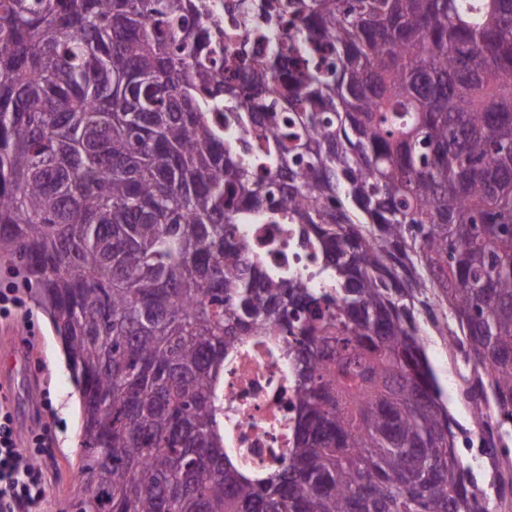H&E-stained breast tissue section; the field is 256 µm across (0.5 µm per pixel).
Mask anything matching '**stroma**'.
Returning a JSON list of instances; mask_svg holds the SVG:
<instances>
[{
    "instance_id": "1",
    "label": "stroma",
    "mask_w": 512,
    "mask_h": 512,
    "mask_svg": "<svg viewBox=\"0 0 512 512\" xmlns=\"http://www.w3.org/2000/svg\"><path fill=\"white\" fill-rule=\"evenodd\" d=\"M14 290L21 301L11 315L0 316V378L23 455L33 456L48 490L37 512H63L83 486L74 476L79 448L81 408L60 338L34 300L20 287L11 264L0 262V290ZM427 353L448 391V411L464 427L472 422L459 392L464 369L448 352L443 337L429 334Z\"/></svg>"
}]
</instances>
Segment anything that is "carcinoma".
<instances>
[{"instance_id": "obj_1", "label": "carcinoma", "mask_w": 512, "mask_h": 512, "mask_svg": "<svg viewBox=\"0 0 512 512\" xmlns=\"http://www.w3.org/2000/svg\"><path fill=\"white\" fill-rule=\"evenodd\" d=\"M0 0V257L82 397L96 512H494L470 489L419 315L512 422V0ZM254 134L244 156L224 122ZM300 224L332 288L245 262ZM292 337L301 420L225 450L224 360ZM210 4H217L214 9H211L208 15H204L202 20L210 27L213 33L220 39L221 44L224 46L228 44V40L224 39V31L233 28L231 21L234 19L239 21L247 20L250 18L251 10H247L246 5L255 0H206ZM254 4V2H252Z\"/></svg>"}]
</instances>
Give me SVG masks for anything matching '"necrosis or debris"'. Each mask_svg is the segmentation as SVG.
<instances>
[{
  "instance_id": "1",
  "label": "necrosis or debris",
  "mask_w": 512,
  "mask_h": 512,
  "mask_svg": "<svg viewBox=\"0 0 512 512\" xmlns=\"http://www.w3.org/2000/svg\"><path fill=\"white\" fill-rule=\"evenodd\" d=\"M243 230L256 242L249 254L251 261L303 277L309 287H326L319 273L322 262L313 246L302 240L298 225L247 224ZM284 347V340L263 336L224 365V442L252 471L273 468L270 449L291 447L298 425L295 369L286 362ZM499 419L496 409H485L482 424L467 429L461 440L459 452L471 464L473 474L502 460H512V448L493 453L484 446L487 429L497 426Z\"/></svg>"
}]
</instances>
